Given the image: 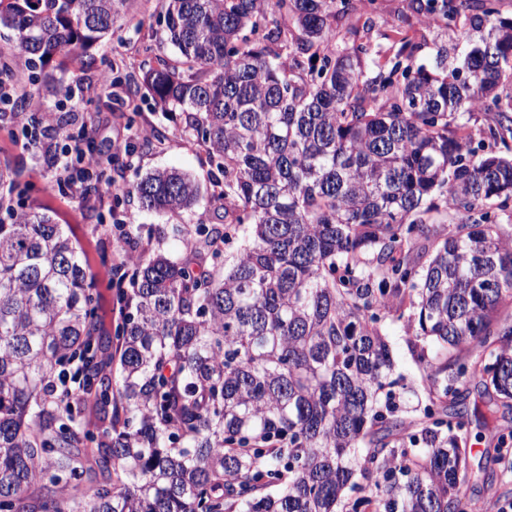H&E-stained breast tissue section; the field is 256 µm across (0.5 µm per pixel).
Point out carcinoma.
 <instances>
[{"mask_svg": "<svg viewBox=\"0 0 512 512\" xmlns=\"http://www.w3.org/2000/svg\"><path fill=\"white\" fill-rule=\"evenodd\" d=\"M133 2L0 0V28L43 68L83 57ZM498 2L408 0L383 61L375 20L353 23L364 0H163L140 76L112 84L135 113L149 99L184 115L224 223L163 229L185 255L137 256L110 333L77 239L4 206L0 512H340L372 479L371 512H491L461 487L471 424L495 432L484 473L512 452V17ZM414 18L459 27L429 68ZM128 197L175 212L201 190L155 170L115 187ZM442 216L423 268L414 252ZM233 239L231 257L212 247ZM403 319L432 358L405 409L384 328ZM476 375L470 408L456 384Z\"/></svg>", "mask_w": 512, "mask_h": 512, "instance_id": "1", "label": "carcinoma"}]
</instances>
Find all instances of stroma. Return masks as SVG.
Instances as JSON below:
<instances>
[{"label":"stroma","mask_w":512,"mask_h":512,"mask_svg":"<svg viewBox=\"0 0 512 512\" xmlns=\"http://www.w3.org/2000/svg\"><path fill=\"white\" fill-rule=\"evenodd\" d=\"M138 9L125 16L120 29L94 46L83 63L69 65L66 69L51 68L37 72L28 81L27 90L40 99L46 111H56L59 103H66L67 110L88 125L95 149H103L110 137L124 134L130 141L163 134L164 140L149 151L140 154L133 167L119 171L107 167L106 172L117 184L135 181L137 175L156 169L176 168L189 173L201 189L212 186L216 169L211 165L205 149L180 132L182 122L170 115L154 110L149 103H141L138 114L130 112L113 93L112 87H99L98 82L110 73L112 64H119L123 71L138 73L141 56L139 49L144 42L154 40L159 29L160 0H136ZM13 121L0 122V165H10L18 174L22 189L20 197L24 206L48 209L55 223L68 225L92 267H99L101 257L112 254L117 238L115 225L126 222L127 212L137 215L139 228L133 234L137 253L157 250L179 254V245L163 239L161 228L169 224H194L198 219L218 224L221 211L201 206L194 212L157 214L139 210L136 199L124 201L120 208L100 205L97 199L84 196H64L55 187L57 172L44 161L45 147L14 136ZM386 332L395 359L394 376L398 402L414 406L412 389L421 387L428 371L426 363L417 361L411 351L415 340L414 330L401 322L387 323Z\"/></svg>","instance_id":"1"}]
</instances>
